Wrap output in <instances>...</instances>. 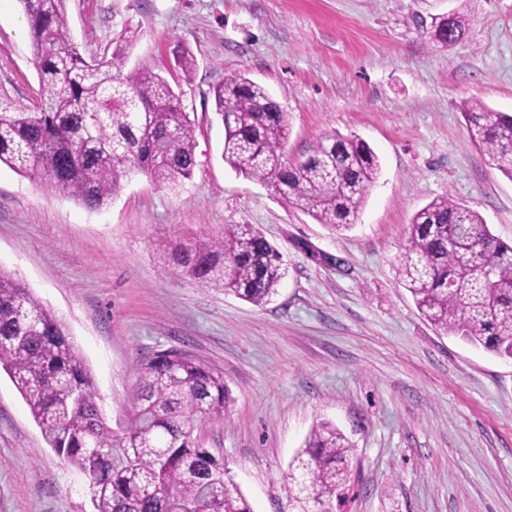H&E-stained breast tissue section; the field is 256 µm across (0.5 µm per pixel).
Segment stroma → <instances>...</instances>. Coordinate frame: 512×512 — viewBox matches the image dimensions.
Instances as JSON below:
<instances>
[{"mask_svg": "<svg viewBox=\"0 0 512 512\" xmlns=\"http://www.w3.org/2000/svg\"><path fill=\"white\" fill-rule=\"evenodd\" d=\"M458 0H68L84 56L111 54L179 93L195 127L193 175L170 191L135 174L91 210L0 166V271L64 324L110 426L130 413L133 366L181 348L224 374L222 456L253 512H290L288 464L316 423L354 443L341 512H512V360L435 329L395 258L414 213L452 196L512 243V180L467 138L462 103L512 113V0H474L464 37L435 42ZM18 0H0V96L32 107L39 78ZM195 59L191 76L176 64ZM244 74L290 114L284 156L329 131L381 166L356 226L332 232L221 157L213 90ZM251 224L282 253L271 302L179 279L159 243L186 246ZM82 475L50 448L0 370V512H91Z\"/></svg>", "mask_w": 512, "mask_h": 512, "instance_id": "1", "label": "stroma"}]
</instances>
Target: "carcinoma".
<instances>
[{
    "mask_svg": "<svg viewBox=\"0 0 512 512\" xmlns=\"http://www.w3.org/2000/svg\"><path fill=\"white\" fill-rule=\"evenodd\" d=\"M67 0H19L39 77L35 108L0 99V164L89 209L108 205L124 179L144 173L171 190L195 166L193 123L180 95L147 67L123 72L138 37L128 29L107 58H84L70 37ZM468 0L432 18L434 39L459 40ZM223 117L222 158L237 173L285 189V201L334 231L355 226L380 164L362 140L324 134L298 161L283 158L290 115L243 74L214 89ZM471 144L512 180V114L478 98L461 106ZM169 271L263 306L288 269L250 224L224 236L163 248ZM396 274L435 327L512 359V244L482 216L448 196L417 210L396 256ZM0 368L30 407L55 453L85 478L93 512H251L224 461L197 432L221 421L224 375L184 349L136 362L132 413L114 430L97 388L63 323L22 283L0 272ZM353 444L329 422L314 425L289 465L291 512H333L351 480Z\"/></svg>",
    "mask_w": 512,
    "mask_h": 512,
    "instance_id": "carcinoma-1",
    "label": "carcinoma"
}]
</instances>
